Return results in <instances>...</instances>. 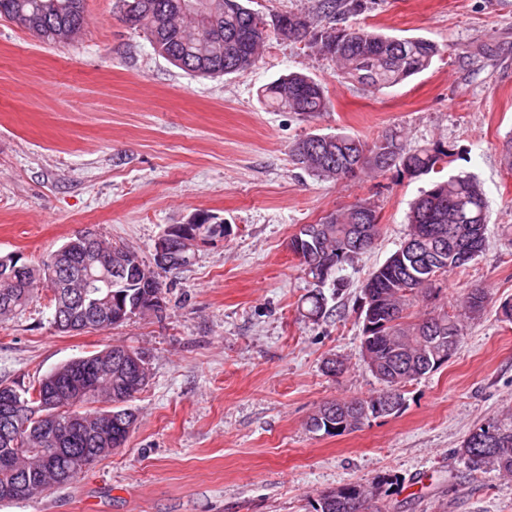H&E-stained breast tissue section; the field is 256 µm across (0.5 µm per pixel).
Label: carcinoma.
<instances>
[{"label": "carcinoma", "mask_w": 512, "mask_h": 512, "mask_svg": "<svg viewBox=\"0 0 512 512\" xmlns=\"http://www.w3.org/2000/svg\"><path fill=\"white\" fill-rule=\"evenodd\" d=\"M169 0H122V14L131 15L133 28L142 30L154 48L175 66L202 75H229L252 68L259 49L269 33L288 30V39L310 38L317 52L335 59L347 79L361 85L383 89L398 85L426 70L440 49L432 41L407 38L400 47L392 46L393 38L366 27L329 26L314 30L306 18L296 14H278L269 19L249 7L250 0H219L218 30L213 36L224 42V52L216 59H202L198 54L202 23L188 17L172 16L158 21L159 6ZM0 18L24 29L45 43H63L84 23V0H0ZM263 100L272 108L285 109L304 117L328 111L329 101L322 86L305 74L290 73L262 90ZM293 157L308 174L317 178L344 180L367 171L384 172L396 168L412 177L439 172L450 163L452 153L441 144L407 149L398 131L390 130L372 144L346 134H322L313 139L309 134L296 143ZM377 214L374 206L363 201L345 210L323 217L321 230L304 238L303 249L316 266L329 269L328 280L336 271L362 253L370 250L380 237L379 220H370L369 243L361 249L351 247L358 235L359 210ZM408 238L417 239L413 257L398 258L393 252L377 267L363 285L362 297H371L372 315L362 313L361 349L369 357L368 368L374 371L384 388L365 398L333 400L318 407L310 417L309 429L314 433L340 435L363 425L358 416L346 418L336 410L357 404L375 415L376 404L382 402L392 387L403 388L419 377L437 370L457 351L464 336L462 318L479 316L487 300L482 287L467 289L459 299V313L442 309L437 313L413 316L411 308L431 290L435 279L426 270V258L439 254L440 276L467 263L460 261L449 239L459 231L475 242L482 251L487 231V205L483 186L472 175L460 172L444 180H436L423 191L408 215ZM98 247L108 252H121L126 260L150 277L155 271L147 267L135 249L112 245L103 240ZM13 265V256H0V317L25 308L34 299L40 283L55 291L56 278L69 269H58L54 255H49L42 268L29 270L26 281L12 284L4 279ZM308 317L318 320L328 314L322 292L306 297ZM139 356L142 367L140 381L130 384L124 372L112 371V382L99 381L93 393L76 398L65 392L56 400L55 428L46 430L40 416L44 410L35 396L36 385L17 389L0 384V457L14 456L18 468L0 465V490L6 486L29 484L20 495L25 501L53 486L70 483L94 461L112 454L127 443L136 425L137 415L130 402L147 386L149 368L145 356ZM100 352L71 359L56 368V381L65 382L74 373L72 364L97 361ZM80 415L88 427L79 428L73 417ZM112 420V445L99 444L92 436V426ZM457 453L469 471L496 473L512 477V413L494 417L474 429L462 442ZM54 461L51 468L44 457ZM378 486L370 489L361 484H348L319 496L314 512H382L377 499Z\"/></svg>", "instance_id": "cac0c4a2"}]
</instances>
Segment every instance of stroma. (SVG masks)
I'll use <instances>...</instances> for the list:
<instances>
[{
    "instance_id": "obj_1",
    "label": "stroma",
    "mask_w": 512,
    "mask_h": 512,
    "mask_svg": "<svg viewBox=\"0 0 512 512\" xmlns=\"http://www.w3.org/2000/svg\"><path fill=\"white\" fill-rule=\"evenodd\" d=\"M347 24L423 37L432 65L382 90L344 78L307 42L270 37L256 65L206 77L159 55L121 20L119 0H85L71 40L47 45L0 19V255L39 266L90 226L134 246L146 264L173 224L225 225L189 265L160 272L166 309L101 331L60 333L50 293L0 319V382L29 386L60 364L113 343L144 353L149 384L124 448L0 512H314L323 492L379 483L384 512H512V479L469 472L456 454L471 430L512 412V0H361ZM300 72L328 111L302 117L258 93ZM400 131L409 147L455 154L488 202L484 251L449 273L427 313L475 285L486 310L465 323L458 351L404 389L399 413L337 436L310 432L324 402L376 393L361 351V287L409 232L429 177L396 170L353 181L307 174L291 149L311 133L371 142ZM360 201L377 208L376 246L322 292L332 315L312 321L314 284L288 248L304 224ZM344 360L333 377L325 359Z\"/></svg>"
}]
</instances>
